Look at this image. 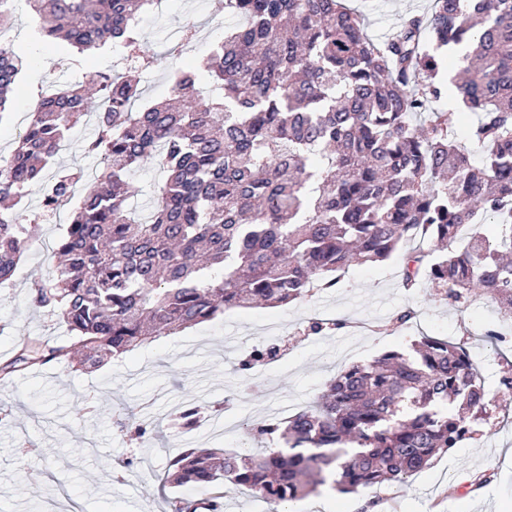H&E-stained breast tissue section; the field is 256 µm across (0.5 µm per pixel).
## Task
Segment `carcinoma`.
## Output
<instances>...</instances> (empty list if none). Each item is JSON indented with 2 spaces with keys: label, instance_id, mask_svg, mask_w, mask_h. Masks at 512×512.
Returning <instances> with one entry per match:
<instances>
[{
  "label": "carcinoma",
  "instance_id": "cac0c4a2",
  "mask_svg": "<svg viewBox=\"0 0 512 512\" xmlns=\"http://www.w3.org/2000/svg\"><path fill=\"white\" fill-rule=\"evenodd\" d=\"M39 36L81 50L112 43L133 64H151L136 33L158 0H29ZM244 23L224 33L204 68L173 74L169 101L135 107L125 74L97 73V136L85 150L103 157L97 180L75 197V177L56 175L43 197L72 213L51 276L31 301L58 316L69 341L23 343L0 367L51 359L94 370L136 347L252 303L287 305L334 288L352 263L384 261L417 242L435 257L406 254L403 284L426 277L448 302L486 296L512 325V0H431L382 41L344 0H225ZM462 47L454 84L476 119L437 109L438 51ZM22 60L0 43V119ZM88 111V89L62 86L39 99L13 154L0 165V204L41 182L68 131ZM485 150L474 165L464 143ZM153 158L164 173L149 216L132 215L128 173ZM493 219V238L478 226ZM40 225L19 224L0 207V283L11 279ZM448 244L449 252L441 251ZM342 319L312 318L326 335ZM256 346L237 363L273 357ZM487 393L463 346L426 336L415 355L385 353L355 363L292 416L250 428L271 448H188L169 461L165 482H230L287 512L329 484L358 495L403 483L473 433ZM147 441L153 423L117 420Z\"/></svg>",
  "mask_w": 512,
  "mask_h": 512
}]
</instances>
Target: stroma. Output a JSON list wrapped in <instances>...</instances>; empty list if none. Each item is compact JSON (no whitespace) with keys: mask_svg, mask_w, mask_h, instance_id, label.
<instances>
[{"mask_svg":"<svg viewBox=\"0 0 512 512\" xmlns=\"http://www.w3.org/2000/svg\"><path fill=\"white\" fill-rule=\"evenodd\" d=\"M430 0H349L367 14L370 37L386 36L400 15L422 10ZM15 21L5 37L24 61L18 91L8 114L0 119V162L9 159L31 113L29 103L50 86L88 81L119 70V55L107 50L77 55L63 62L62 44L32 39L25 0H16ZM224 18L233 24L224 0H162L149 20L139 24L141 39L158 65L139 70L143 97L161 101L171 94L170 75L183 63L206 57L224 39ZM194 25L197 39L182 48L180 34ZM96 131L81 121L66 147L52 158L47 175L60 170L92 177L101 171L99 156L84 144ZM43 189L34 186L15 208L20 223L39 222L37 244L21 258L13 278L0 285V364L12 359L24 339L39 337L48 346L68 341L64 323L35 309L29 285L52 267V250L65 224L68 208L44 212ZM402 261L351 265L336 288L313 292L278 307L234 309L224 316L160 338L126 356L81 372L64 362L22 367L0 376V512H165L163 477L169 460L204 442L211 448H236L248 442L246 427L258 415L279 407L311 404L330 379L345 366L390 351H409L423 336L445 338L467 347L479 361L492 400L470 438L438 457L408 483L370 489L360 495L322 490L291 503V512H361L366 500L378 501L381 512H512V395L498 393L499 381L512 376V350L497 355L485 333L498 322L492 300L466 308L448 304L436 289L402 284ZM416 316L393 331L398 313ZM342 318L341 332L306 335L313 318ZM288 340V358L257 374L237 372L238 360L269 337ZM197 407L208 426L186 433L165 424L184 405ZM137 417L163 420L157 436L143 447L130 446L116 425L122 407ZM135 457L133 471L117 480L122 459Z\"/></svg>","mask_w":512,"mask_h":512,"instance_id":"stroma-1","label":"stroma"}]
</instances>
